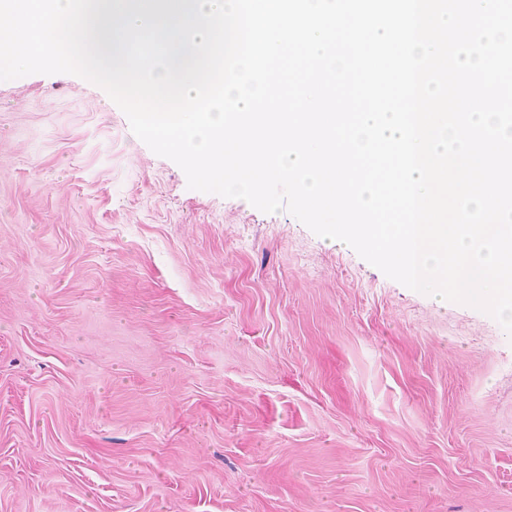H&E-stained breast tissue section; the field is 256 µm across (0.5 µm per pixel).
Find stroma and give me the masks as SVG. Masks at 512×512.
I'll return each instance as SVG.
<instances>
[{"label": "stroma", "mask_w": 512, "mask_h": 512, "mask_svg": "<svg viewBox=\"0 0 512 512\" xmlns=\"http://www.w3.org/2000/svg\"><path fill=\"white\" fill-rule=\"evenodd\" d=\"M0 512H512V335L0 81Z\"/></svg>", "instance_id": "35a3bbf8"}]
</instances>
